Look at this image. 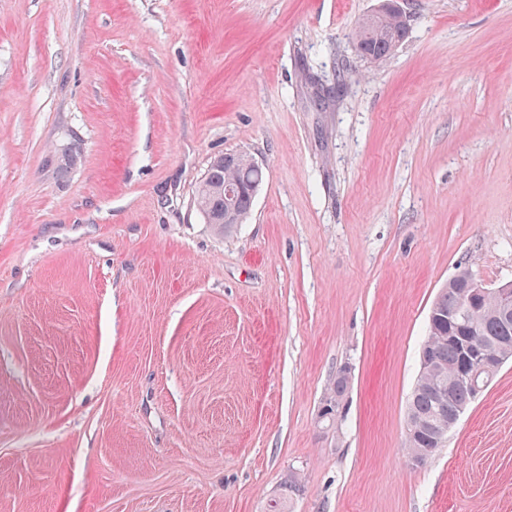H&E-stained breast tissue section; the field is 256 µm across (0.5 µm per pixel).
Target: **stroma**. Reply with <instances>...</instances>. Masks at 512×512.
<instances>
[{
  "label": "stroma",
  "instance_id": "obj_1",
  "mask_svg": "<svg viewBox=\"0 0 512 512\" xmlns=\"http://www.w3.org/2000/svg\"><path fill=\"white\" fill-rule=\"evenodd\" d=\"M377 5L0 0V512H512V360L405 447L439 289L512 281V0H409L371 64ZM374 23H379L378 30L370 39L360 43L355 37L359 55L370 62L388 57L406 36L404 27L394 25L386 18H377ZM251 157L241 153H227L214 159L196 192V206L206 224H214L224 233H231L250 212L254 198L262 184L263 172L255 167ZM236 187L234 192L231 187ZM234 198L235 218L233 224H225L224 216L230 212ZM224 199L226 213L224 215ZM343 372L346 375H342L340 373L336 375V379L334 380L330 388L329 394L325 399L327 405L331 407V411L329 410V412L327 413L329 414V417H326L325 419H333L336 416L334 413L336 412V405H344V398L350 383V375H347L349 373V368L344 367Z\"/></svg>",
  "mask_w": 512,
  "mask_h": 512
}]
</instances>
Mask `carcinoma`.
Returning a JSON list of instances; mask_svg holds the SVG:
<instances>
[{"mask_svg": "<svg viewBox=\"0 0 512 512\" xmlns=\"http://www.w3.org/2000/svg\"><path fill=\"white\" fill-rule=\"evenodd\" d=\"M378 30L368 40L358 44L359 55L368 60L388 57L406 36V29L385 18L377 19ZM263 172L254 166L252 158L241 153H227L214 159L196 192V206L205 223L226 233L241 223L250 212L262 184ZM236 187L234 223H224V188ZM464 288L454 284L440 290L433 301L427 334L420 352V367L407 405L405 443L408 455L416 459L424 448L436 449L448 434V417L460 413L475 401L471 387L454 381L460 354L454 337L459 335L462 319L448 321V312L465 313ZM475 340L479 344L507 353L512 359V318L501 313V302L485 300L474 313ZM350 383L349 375L337 374L326 403L331 407L329 418L335 417L336 406L344 403Z\"/></svg>", "mask_w": 512, "mask_h": 512, "instance_id": "carcinoma-1", "label": "carcinoma"}]
</instances>
